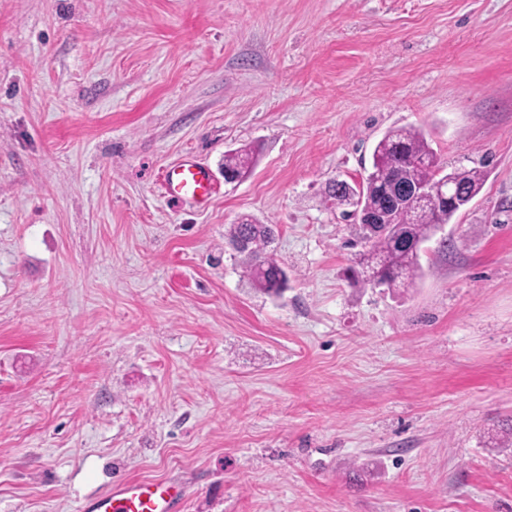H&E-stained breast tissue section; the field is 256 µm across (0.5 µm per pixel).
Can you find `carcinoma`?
Here are the masks:
<instances>
[{
	"instance_id": "1",
	"label": "carcinoma",
	"mask_w": 512,
	"mask_h": 512,
	"mask_svg": "<svg viewBox=\"0 0 512 512\" xmlns=\"http://www.w3.org/2000/svg\"><path fill=\"white\" fill-rule=\"evenodd\" d=\"M372 171L361 186L363 207L369 211L383 209V198L376 180L384 178L400 184L411 178L420 183L429 182L440 167L425 134L415 127H397L387 131L376 144L372 154ZM248 172V157L242 151L224 156V174L242 178ZM449 174L456 176L457 205L441 209V222L447 224L483 188L485 173L479 167H454ZM434 212L427 203L417 207H404L392 211L394 232L372 233L359 225L357 243L362 246L356 256L357 268L352 270L355 282L364 286L375 285L381 279L388 288H407L419 276L418 245L434 235ZM272 230L267 224H258L248 216L231 225L230 243L245 241L249 249V280L264 291L276 290L280 266L267 251L272 242Z\"/></svg>"
}]
</instances>
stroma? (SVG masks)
<instances>
[{"label": "stroma", "instance_id": "stroma-1", "mask_svg": "<svg viewBox=\"0 0 512 512\" xmlns=\"http://www.w3.org/2000/svg\"><path fill=\"white\" fill-rule=\"evenodd\" d=\"M402 126L486 180L412 288L363 287L326 186ZM187 158L207 206L165 195ZM511 428L512 0H0V512L158 477L184 512H512ZM272 230L268 224H257L249 216H242L236 224H232L228 239L233 246L236 241L244 240L249 249L250 259L249 280L251 284L264 292H276L277 273L280 266L276 259L267 251L272 242ZM256 267L259 270H256Z\"/></svg>", "mask_w": 512, "mask_h": 512}]
</instances>
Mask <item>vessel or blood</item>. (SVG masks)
Listing matches in <instances>:
<instances>
[{
  "label": "vessel or blood",
  "instance_id": "b4317fda",
  "mask_svg": "<svg viewBox=\"0 0 512 512\" xmlns=\"http://www.w3.org/2000/svg\"><path fill=\"white\" fill-rule=\"evenodd\" d=\"M163 187L174 199H188L198 204L209 203L214 194L209 169L191 160L167 167ZM185 493L180 483L170 479L122 481L107 491L92 496L84 512H181Z\"/></svg>",
  "mask_w": 512,
  "mask_h": 512
}]
</instances>
